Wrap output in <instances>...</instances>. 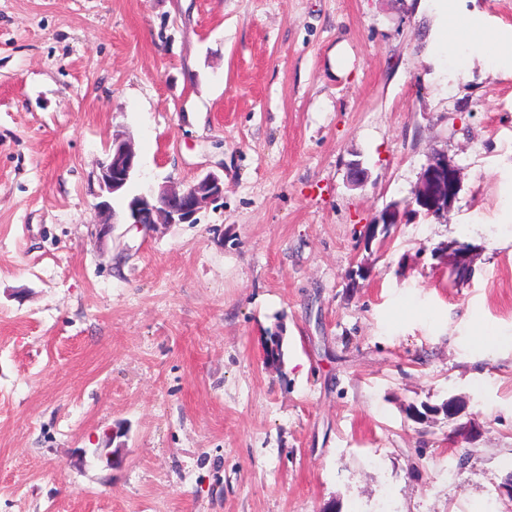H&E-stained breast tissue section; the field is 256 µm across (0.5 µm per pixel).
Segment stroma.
Here are the masks:
<instances>
[{
	"mask_svg": "<svg viewBox=\"0 0 512 512\" xmlns=\"http://www.w3.org/2000/svg\"><path fill=\"white\" fill-rule=\"evenodd\" d=\"M454 7L512 44V0ZM438 23L426 0H0V512H512V57L454 68ZM116 133L130 194L215 172L223 199L148 233L113 202L99 243ZM436 149L447 217L366 241ZM452 397L471 442L409 415ZM118 427L121 468L80 463ZM137 166V156L132 142L121 135L112 136L106 160L100 167L99 183L108 194L121 191Z\"/></svg>",
	"mask_w": 512,
	"mask_h": 512,
	"instance_id": "obj_1",
	"label": "stroma"
}]
</instances>
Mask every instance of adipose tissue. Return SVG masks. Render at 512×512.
Returning a JSON list of instances; mask_svg holds the SVG:
<instances>
[{"label":"adipose tissue","instance_id":"1","mask_svg":"<svg viewBox=\"0 0 512 512\" xmlns=\"http://www.w3.org/2000/svg\"><path fill=\"white\" fill-rule=\"evenodd\" d=\"M432 6L441 19L439 45H454L459 67H468L478 60L490 68L505 56V47L491 34L471 33L465 21L450 14L448 0H433Z\"/></svg>","mask_w":512,"mask_h":512}]
</instances>
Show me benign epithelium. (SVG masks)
I'll return each instance as SVG.
<instances>
[{"label":"benign epithelium","instance_id":"7a95c632","mask_svg":"<svg viewBox=\"0 0 512 512\" xmlns=\"http://www.w3.org/2000/svg\"><path fill=\"white\" fill-rule=\"evenodd\" d=\"M137 166V156L132 142L121 135L112 136L106 160L100 167L99 183L108 194L121 191L128 183ZM461 189L460 168L454 165L442 150L432 152L422 167L412 197L403 202L388 205L380 215L368 224L366 233L373 240L377 234L387 233L396 224L406 223L409 214L424 213L437 219L448 214ZM224 196V181L214 173H208L195 182L181 188L162 190L156 201L145 196L132 198L127 207L128 218L140 231H149L159 224H192L200 209L209 202H217ZM456 263L455 274L464 279L469 275L466 265L468 246L457 243L449 246ZM445 412L454 422L453 438L456 442H469L477 434V425L466 414L465 401L456 398L448 405L433 412ZM92 457L106 462L111 469L123 465V449L118 447L103 453L96 448Z\"/></svg>","mask_w":512,"mask_h":512}]
</instances>
